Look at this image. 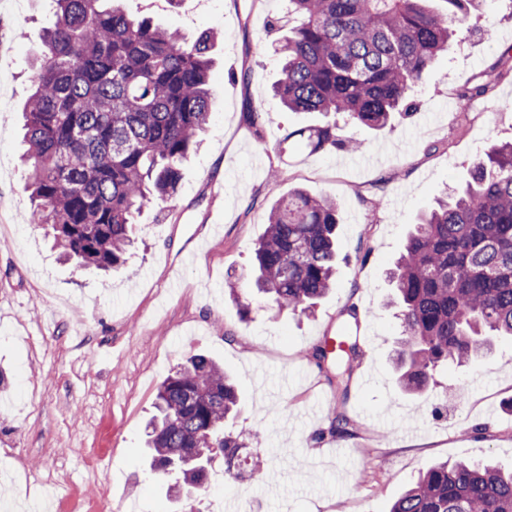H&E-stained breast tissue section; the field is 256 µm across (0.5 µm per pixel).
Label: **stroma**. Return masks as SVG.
<instances>
[{
  "label": "stroma",
  "mask_w": 512,
  "mask_h": 512,
  "mask_svg": "<svg viewBox=\"0 0 512 512\" xmlns=\"http://www.w3.org/2000/svg\"><path fill=\"white\" fill-rule=\"evenodd\" d=\"M280 0H158L155 22L188 34L217 31L210 75L213 115L169 204L141 214L126 268L101 275L59 261L30 203L18 161L20 110L30 60L54 21L50 0H0V512L40 502L50 512L69 488L108 512H210L214 481L239 512H386L428 466L493 459L512 467V340L463 366L438 370L424 395L397 387L396 310L387 277L417 215L464 184L473 162L512 141V0H486L458 26L448 54L424 75L412 112L357 150L280 154L318 113L282 109L277 66L256 52L288 28ZM262 108L261 125L247 113ZM303 189L339 201L336 286L307 315L280 313L249 278L271 205ZM252 292L242 318L230 287ZM355 306L361 356L347 393L311 357L342 311ZM206 354L240 388L227 427L274 470L259 482L224 478L180 502L143 456L160 383ZM381 374L364 386L368 370ZM466 386L457 401L452 390ZM352 436L326 435L331 407ZM23 453L29 475L15 467ZM102 464L89 465V453Z\"/></svg>",
  "instance_id": "1"
}]
</instances>
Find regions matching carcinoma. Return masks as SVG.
Wrapping results in <instances>:
<instances>
[{"instance_id":"1","label":"carcinoma","mask_w":512,"mask_h":512,"mask_svg":"<svg viewBox=\"0 0 512 512\" xmlns=\"http://www.w3.org/2000/svg\"><path fill=\"white\" fill-rule=\"evenodd\" d=\"M33 91L25 105L28 222L46 225L60 256L117 271L133 245L135 217L178 195L184 161L209 125L211 52L218 38L189 35L116 0H51ZM288 33L273 49V88L295 113L342 114L345 126L382 130L409 113L426 71L451 36L432 0H285ZM455 22L484 0H445ZM349 150L361 142L336 123L295 129L287 151ZM340 206L294 189L271 207L255 248V284L278 311L305 313L333 288ZM399 313V389L421 394L438 367L469 361L512 338V143L476 159L465 188L419 218L391 273ZM312 357L335 369L347 393L359 357L349 325ZM239 396L213 359L196 354L161 382L146 446L151 467L180 498L218 455L224 475L244 447L226 431ZM329 432L349 435L340 410ZM389 512H512V469L484 462L435 464Z\"/></svg>"}]
</instances>
